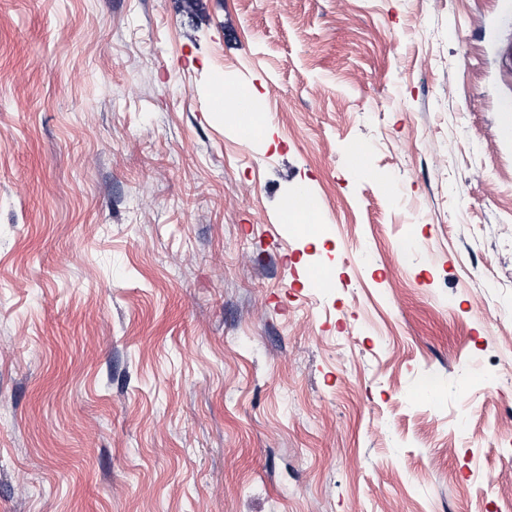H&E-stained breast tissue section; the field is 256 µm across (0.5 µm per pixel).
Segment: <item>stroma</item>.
Masks as SVG:
<instances>
[{"label": "stroma", "mask_w": 512, "mask_h": 512, "mask_svg": "<svg viewBox=\"0 0 512 512\" xmlns=\"http://www.w3.org/2000/svg\"><path fill=\"white\" fill-rule=\"evenodd\" d=\"M509 114L512 0H0V512H512Z\"/></svg>", "instance_id": "35a3bbf8"}]
</instances>
